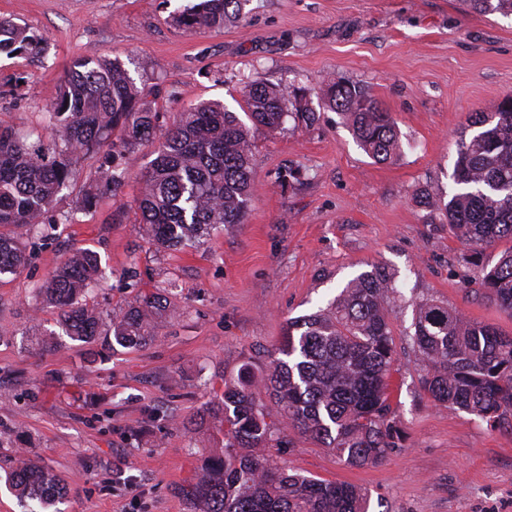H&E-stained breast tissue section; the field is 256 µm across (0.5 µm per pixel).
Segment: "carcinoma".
<instances>
[{
  "mask_svg": "<svg viewBox=\"0 0 512 512\" xmlns=\"http://www.w3.org/2000/svg\"><path fill=\"white\" fill-rule=\"evenodd\" d=\"M249 0H200L175 16L186 29H222L243 15ZM483 13L512 15V0H465ZM43 38L27 35L0 18V52H35ZM311 90L254 83L244 91L246 115L255 128L283 129L289 110L304 122L316 119ZM321 104L339 112L364 151L378 162L399 148L390 113L356 84L330 81L319 88ZM157 113L140 103L124 64L98 60L77 64L64 80L52 110L42 113L37 139L29 142L0 125V226L27 227L39 237L59 223L43 220L72 181V157L97 153L110 133L121 130L112 154L129 152L153 137ZM57 133L60 149L51 158L41 147ZM250 128L219 102L200 101L180 112L164 133L143 175L138 198L142 223L153 244L171 248L232 224L244 223L256 189ZM115 166L100 164L96 191L80 207L89 210L99 194L114 189ZM452 179L456 192L426 198V220L446 224L474 255L503 240L512 241V97L473 112L456 143ZM24 251L0 235V275L13 273ZM92 250L62 262L39 293L60 310L65 332L74 340L100 335L96 309L80 297L99 274ZM475 284L500 311L512 315V248L490 268L481 267ZM393 277L375 266L352 280L319 313L286 322L268 355L262 383L279 419L269 413L254 386L253 367L224 381V457L205 463L203 485L182 490L199 503L198 512H368L367 494L341 482L301 476L270 462L263 453L293 429L323 443L351 466L383 461L399 447L401 433L390 412L389 378L394 370L388 302ZM161 308L155 298L112 316L103 343L137 349L152 340ZM413 346L428 365L422 386L437 404H448L488 424L512 410V336L472 322L435 301L417 305ZM13 487L43 506L61 494L60 479L19 461Z\"/></svg>",
  "mask_w": 512,
  "mask_h": 512,
  "instance_id": "cac0c4a2",
  "label": "carcinoma"
}]
</instances>
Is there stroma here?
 <instances>
[{
  "instance_id": "obj_1",
  "label": "stroma",
  "mask_w": 512,
  "mask_h": 512,
  "mask_svg": "<svg viewBox=\"0 0 512 512\" xmlns=\"http://www.w3.org/2000/svg\"><path fill=\"white\" fill-rule=\"evenodd\" d=\"M190 0H0V17L44 38L42 53L0 54V124L27 133L79 62L119 58L159 115L153 139L115 161L123 178L83 211L99 157L73 159L72 190L52 215L74 220L25 247L0 278V512H25L7 477L17 459L62 480L58 512H194L182 487L224 453V382L244 362L264 368L288 319L327 306L378 266L393 275L390 404L403 433L381 463L353 467L287 431L266 453L307 477L345 482L369 512H512V429L437 405L410 336L417 304L433 300L512 336V317L477 291L467 247L430 224L421 191L451 194L456 141L470 113L512 96V18L462 0H249L219 31L172 14ZM364 86L390 112L400 150L380 163L344 119L254 130L256 191L243 223L188 247L148 238L137 198L166 129L189 104L242 112L254 82L315 89ZM98 253L89 302L109 322L141 296L164 311L149 346L110 350L66 335L38 294L62 261Z\"/></svg>"
}]
</instances>
